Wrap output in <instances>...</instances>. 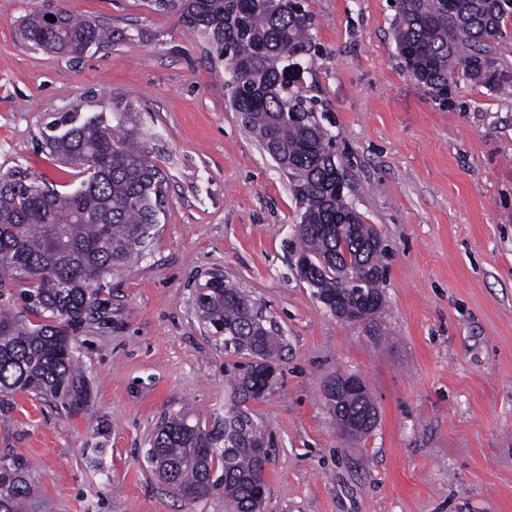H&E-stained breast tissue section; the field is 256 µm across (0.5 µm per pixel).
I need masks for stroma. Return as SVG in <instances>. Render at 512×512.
Here are the masks:
<instances>
[{
	"mask_svg": "<svg viewBox=\"0 0 512 512\" xmlns=\"http://www.w3.org/2000/svg\"><path fill=\"white\" fill-rule=\"evenodd\" d=\"M67 9L111 25L72 59L19 32ZM313 61L292 87L333 138L350 200L388 246L383 309L336 318L297 271L302 209L242 125L224 64L154 0H0V177L61 186L44 137L73 115L132 110L166 174L147 249L103 280L106 323L74 335L91 400L30 392L0 415V459L25 467L26 512H229L190 502L147 460L165 417L224 415L246 354L205 323L195 290L223 272L285 342L249 409L269 443L266 512H512V95L469 81L436 99L406 71L389 0H305ZM360 377L377 409L340 435L325 397Z\"/></svg>",
	"mask_w": 512,
	"mask_h": 512,
	"instance_id": "stroma-1",
	"label": "stroma"
}]
</instances>
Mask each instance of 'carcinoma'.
<instances>
[{"label": "carcinoma", "mask_w": 512, "mask_h": 512, "mask_svg": "<svg viewBox=\"0 0 512 512\" xmlns=\"http://www.w3.org/2000/svg\"><path fill=\"white\" fill-rule=\"evenodd\" d=\"M176 8L183 24L211 45L217 57L245 55L246 70L224 82L233 108L262 146L292 178L303 207L298 224L300 277L321 299L341 307L383 306L379 288L386 251L378 233L362 222L347 191L336 186V155L330 137L290 90L288 61L314 50L304 0H158ZM512 22V0H395L394 41L413 78L436 96L460 80L500 90L512 87V71L497 63L495 43ZM22 37L46 50L77 58L86 46L112 45V29L99 20L63 10L48 26L33 13ZM45 137L49 155L75 170L78 184L61 191L17 171L0 177V412L12 396L29 391L60 400L74 412L89 406L72 345L74 332L90 321L106 322L107 303L92 285L141 254L162 212L165 173L139 131L133 113L114 112L78 121L64 118ZM27 313L13 312L14 289ZM196 305L203 319L237 352L259 361L280 358L282 341L237 288L207 279ZM35 316V324L29 316ZM255 364L234 380L224 419L210 428L187 413L169 416L150 445L160 478L188 501L224 487L229 512H260L252 494L264 466L238 414L252 398ZM375 408L367 389L343 399L336 419L363 422ZM223 462L213 478L215 461ZM31 486L20 465L0 460V512H22Z\"/></svg>", "instance_id": "carcinoma-1"}]
</instances>
